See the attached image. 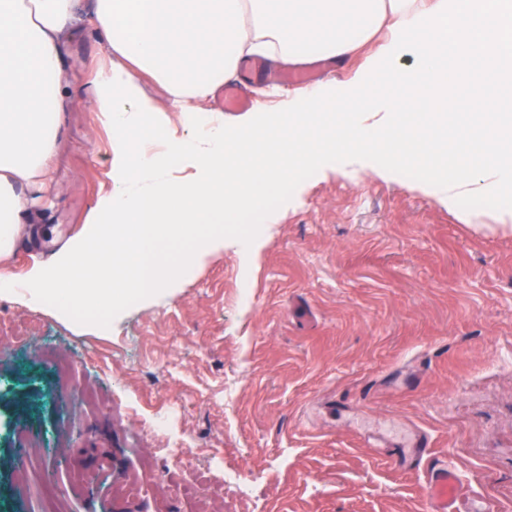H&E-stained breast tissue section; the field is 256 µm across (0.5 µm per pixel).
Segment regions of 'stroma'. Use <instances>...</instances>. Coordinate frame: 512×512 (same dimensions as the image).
Returning a JSON list of instances; mask_svg holds the SVG:
<instances>
[{"label":"stroma","instance_id":"stroma-1","mask_svg":"<svg viewBox=\"0 0 512 512\" xmlns=\"http://www.w3.org/2000/svg\"><path fill=\"white\" fill-rule=\"evenodd\" d=\"M67 41L64 137L28 192L42 222L0 259L16 280L111 186L101 45ZM266 208L111 328L0 298V512H428L438 461L469 506L512 512V229L353 168ZM172 408L174 441L151 420ZM380 430L428 435L430 457L395 465Z\"/></svg>","mask_w":512,"mask_h":512}]
</instances>
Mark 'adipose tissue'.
<instances>
[{"mask_svg":"<svg viewBox=\"0 0 512 512\" xmlns=\"http://www.w3.org/2000/svg\"><path fill=\"white\" fill-rule=\"evenodd\" d=\"M77 4L0 0L1 258L30 220L25 187L49 175L63 138ZM87 23L105 45L92 106L112 131L111 187L50 262L19 284L0 276V297L111 325L130 299L171 286L166 243L192 242L190 273L201 249L223 247L224 220L353 162L397 178L414 147L425 158L416 189L463 221L479 199L512 225V0H92ZM362 50L349 79L256 100L237 125L198 105L246 57L299 65ZM462 102L468 133L437 162Z\"/></svg>","mask_w":512,"mask_h":512,"instance_id":"adipose-tissue-1","label":"adipose tissue"}]
</instances>
